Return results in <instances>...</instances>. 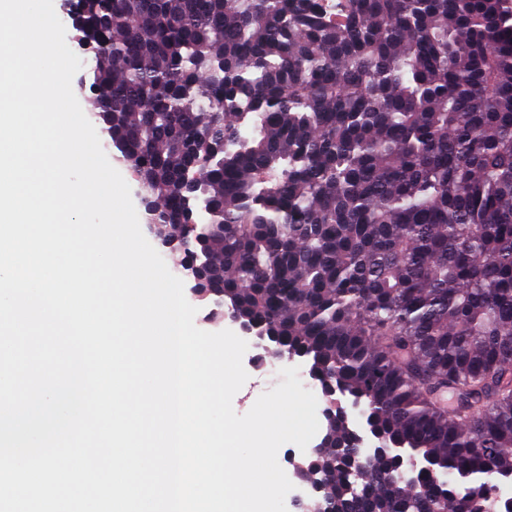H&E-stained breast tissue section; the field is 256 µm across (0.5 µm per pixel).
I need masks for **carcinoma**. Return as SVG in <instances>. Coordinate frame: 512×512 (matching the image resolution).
<instances>
[{
    "label": "carcinoma",
    "instance_id": "carcinoma-1",
    "mask_svg": "<svg viewBox=\"0 0 512 512\" xmlns=\"http://www.w3.org/2000/svg\"><path fill=\"white\" fill-rule=\"evenodd\" d=\"M69 2L156 236L197 235L229 312L451 475L328 448L333 512H512L508 0Z\"/></svg>",
    "mask_w": 512,
    "mask_h": 512
}]
</instances>
